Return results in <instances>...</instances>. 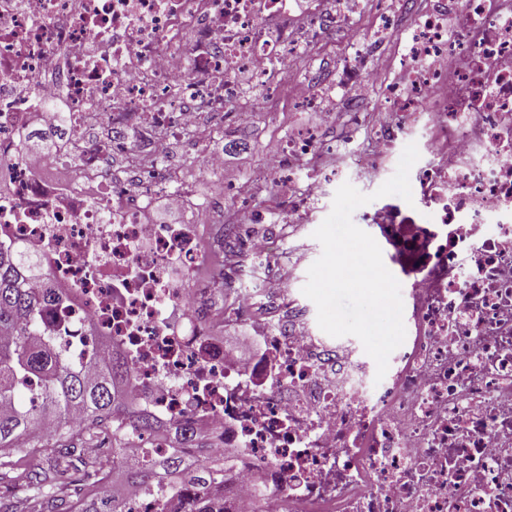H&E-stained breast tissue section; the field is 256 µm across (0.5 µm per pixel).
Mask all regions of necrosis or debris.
<instances>
[{
  "label": "necrosis or debris",
  "mask_w": 512,
  "mask_h": 512,
  "mask_svg": "<svg viewBox=\"0 0 512 512\" xmlns=\"http://www.w3.org/2000/svg\"><path fill=\"white\" fill-rule=\"evenodd\" d=\"M0 0V242L23 245L62 303L45 322L73 358L87 335L129 364L136 413L180 424L230 457L216 507L255 512H512V0ZM374 34L356 33L363 11ZM409 18L401 52L379 37ZM353 30L337 88L291 80L306 48ZM287 88L325 113L384 93L369 139L332 150L328 168L302 132L265 148L289 215H313L328 174L378 175L406 145L412 199L361 208L383 262L408 286L406 337L383 380L349 344L320 334L293 284L262 278L241 309L277 294L283 309L252 329L262 349L229 352L195 289L209 264L205 203L159 162L208 115L198 154L224 193V115L244 87ZM65 145L30 155L28 134ZM121 159L138 176H113ZM189 213L149 224L156 197Z\"/></svg>",
  "instance_id": "necrosis-or-debris-1"
}]
</instances>
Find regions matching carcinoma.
Returning <instances> with one entry per match:
<instances>
[{
    "instance_id": "cac0c4a2",
    "label": "carcinoma",
    "mask_w": 512,
    "mask_h": 512,
    "mask_svg": "<svg viewBox=\"0 0 512 512\" xmlns=\"http://www.w3.org/2000/svg\"><path fill=\"white\" fill-rule=\"evenodd\" d=\"M49 277L19 245L0 243V485L28 482L24 502L0 498V512H122L129 483L152 493L173 491L182 512H206L218 465L206 453L165 451L155 443L150 417L130 410L123 397L126 362L114 358L99 366V353L76 363L56 334L41 322L44 296L52 289L30 286ZM112 436V455L86 458L83 444ZM136 443L138 455L125 448ZM34 454L39 465L17 471L16 455ZM112 479V500L85 499L83 487Z\"/></svg>"
}]
</instances>
